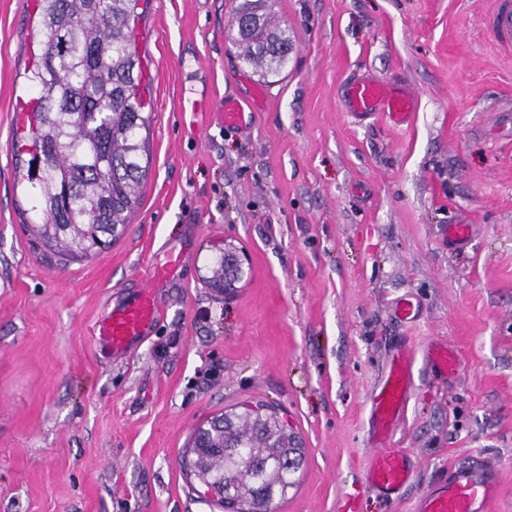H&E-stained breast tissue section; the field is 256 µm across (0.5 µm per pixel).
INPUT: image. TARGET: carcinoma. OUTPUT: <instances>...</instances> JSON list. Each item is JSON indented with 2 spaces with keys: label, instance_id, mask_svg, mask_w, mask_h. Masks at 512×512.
Masks as SVG:
<instances>
[{
  "label": "carcinoma",
  "instance_id": "obj_1",
  "mask_svg": "<svg viewBox=\"0 0 512 512\" xmlns=\"http://www.w3.org/2000/svg\"><path fill=\"white\" fill-rule=\"evenodd\" d=\"M276 0H241L232 12L237 57L262 78L288 66V27L273 20ZM139 0H38L37 62L29 68L38 111L33 113L31 155L19 180L33 185L32 207L40 219L34 232L43 244L82 259L117 240L141 204L140 187L151 158L147 138L151 113L141 93L142 65L133 46L130 20ZM77 102L70 112L50 107ZM211 286L220 290L241 270L219 253ZM206 420L194 432L187 467L224 512H257L260 493L273 487L283 499L296 484L303 452L296 436L285 448H262L268 429L282 430L268 408L263 418L233 412ZM223 446L207 467L199 449Z\"/></svg>",
  "mask_w": 512,
  "mask_h": 512
}]
</instances>
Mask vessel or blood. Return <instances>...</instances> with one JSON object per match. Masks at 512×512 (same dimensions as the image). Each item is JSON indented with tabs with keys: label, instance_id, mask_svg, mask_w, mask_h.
<instances>
[{
	"label": "vessel or blood",
	"instance_id": "b4317fda",
	"mask_svg": "<svg viewBox=\"0 0 512 512\" xmlns=\"http://www.w3.org/2000/svg\"><path fill=\"white\" fill-rule=\"evenodd\" d=\"M487 26L501 45L512 47V0H495L487 17ZM264 97L260 88H252L250 101L228 96L224 99V124L237 129L251 123ZM341 100L352 116L364 117L386 114L393 123L401 125L412 116L416 100L408 89L390 81L371 76H356L341 87ZM442 239L458 248L471 240L472 227L459 220L440 228ZM160 317L153 291L144 289L113 309L111 315L96 322L92 340L110 358L120 359L134 347L138 338ZM415 356L401 353L389 361L388 373L372 397V410L379 428L377 450L365 473L363 485L368 492L383 497L409 484L412 474L406 465L405 453L392 447L390 438L400 425L406 401L413 387L412 365ZM499 493L497 474L491 465L472 463L457 465L441 487L426 492L419 500L417 512H486V507Z\"/></svg>",
	"mask_w": 512,
	"mask_h": 512
}]
</instances>
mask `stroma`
<instances>
[{"instance_id": "obj_1", "label": "stroma", "mask_w": 512, "mask_h": 512, "mask_svg": "<svg viewBox=\"0 0 512 512\" xmlns=\"http://www.w3.org/2000/svg\"><path fill=\"white\" fill-rule=\"evenodd\" d=\"M492 3L278 0L294 51L267 81L236 57L233 0H147L141 205L112 247L72 261L38 243L17 183L41 34L22 0H0V512H224L183 459L199 424L245 403L274 405L305 450L276 512H414L480 458L499 462L490 512H512V49L486 28ZM359 71L416 93L410 125L343 112ZM251 84L268 94L252 129L225 128V96ZM458 216L476 227L461 251L439 234ZM225 246L242 275L219 292L206 280ZM169 248L182 266L149 282ZM148 285L156 326L108 359L93 325ZM402 296L415 321L394 317ZM432 343L456 350V375L423 361ZM405 351L393 445L413 478L365 496L370 398Z\"/></svg>"}]
</instances>
